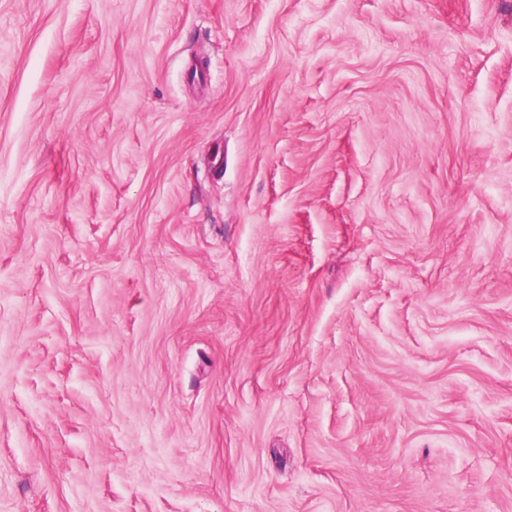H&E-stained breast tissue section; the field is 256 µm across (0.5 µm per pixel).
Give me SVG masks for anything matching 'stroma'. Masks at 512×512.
Wrapping results in <instances>:
<instances>
[{
  "instance_id": "1",
  "label": "stroma",
  "mask_w": 512,
  "mask_h": 512,
  "mask_svg": "<svg viewBox=\"0 0 512 512\" xmlns=\"http://www.w3.org/2000/svg\"><path fill=\"white\" fill-rule=\"evenodd\" d=\"M0 512H512V0H0Z\"/></svg>"
}]
</instances>
